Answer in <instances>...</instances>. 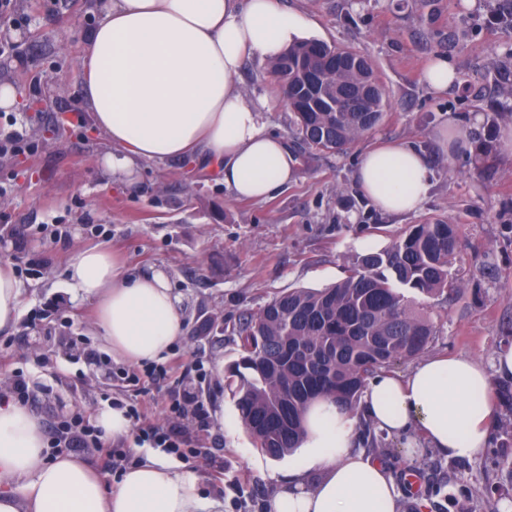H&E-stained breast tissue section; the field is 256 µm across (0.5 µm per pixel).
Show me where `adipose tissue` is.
I'll use <instances>...</instances> for the list:
<instances>
[{
  "label": "adipose tissue",
  "instance_id": "adipose-tissue-1",
  "mask_svg": "<svg viewBox=\"0 0 512 512\" xmlns=\"http://www.w3.org/2000/svg\"><path fill=\"white\" fill-rule=\"evenodd\" d=\"M99 9L80 71L93 126L111 146L106 174L127 177L142 163L188 156L221 174L239 198L261 201L292 183L297 158L267 131L263 101L247 97L235 77L247 56L274 58L303 40L301 13L280 0H100ZM356 178L379 210L396 215L420 211L431 187L425 154L409 142L363 152ZM66 276L94 301L96 328L115 359L158 362L182 342L180 300L162 270L129 272L96 246L82 250ZM21 301L13 268L0 262V332L14 326ZM486 387L475 360L432 356L405 376L373 379L361 416L379 431L471 458L495 421L489 399L472 400ZM358 417L326 399L312 404L306 466L323 474L312 482L293 473L269 512H399L392 473L358 447ZM199 481L183 464L149 453L107 484L89 461L52 452L28 405L0 401V512H224Z\"/></svg>",
  "mask_w": 512,
  "mask_h": 512
}]
</instances>
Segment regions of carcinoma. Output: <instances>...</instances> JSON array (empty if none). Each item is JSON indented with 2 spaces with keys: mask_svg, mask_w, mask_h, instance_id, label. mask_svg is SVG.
I'll use <instances>...</instances> for the list:
<instances>
[{
  "mask_svg": "<svg viewBox=\"0 0 512 512\" xmlns=\"http://www.w3.org/2000/svg\"><path fill=\"white\" fill-rule=\"evenodd\" d=\"M346 49L310 40L294 44L271 61V76L294 89L299 76L288 62L317 61L323 81L358 89L369 82L376 95L359 100L357 112H311L288 97L297 132L317 150L338 151L375 129L386 103L371 63L335 66ZM458 227L446 220L415 224L382 251L368 252L344 279L323 288H294L239 320V358L229 366L226 387L256 447L279 458L298 448L306 434L305 414L316 400L331 399L354 410L367 381L378 371L421 354L435 327L416 311L410 291L436 295L453 289Z\"/></svg>",
  "mask_w": 512,
  "mask_h": 512,
  "instance_id": "cac0c4a2",
  "label": "carcinoma"
}]
</instances>
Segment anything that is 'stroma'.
<instances>
[{
	"mask_svg": "<svg viewBox=\"0 0 512 512\" xmlns=\"http://www.w3.org/2000/svg\"><path fill=\"white\" fill-rule=\"evenodd\" d=\"M96 0H11L9 49L0 53L23 110L0 111V133L21 142L0 151V261L23 288L14 328L0 333V399L14 376L48 441L98 463L96 448L62 442L76 410L153 406L154 421L179 392L207 407L208 428L180 420L183 463L224 512H268L280 481L305 461L303 449L274 459L241 424L225 388L239 356L232 327L278 293L322 289L357 258L392 244L414 224L445 219L458 226L451 296L416 295L434 323L428 354L464 355L485 369L491 397L505 379L496 359L512 349V160L498 141L512 112L498 94L499 69L512 58V26L500 14L512 0H282L302 13L313 39L352 49L381 77L388 108L382 122L340 152L308 147L271 79L269 59L249 57L237 78L253 98L267 97L263 119L287 138L301 166L294 182L262 202L236 199L214 173L188 159L143 164L133 186L99 166L109 144L91 131L83 106L80 61L99 22ZM442 57L458 79L448 91L426 85L427 65ZM467 129L472 149L435 151L448 118ZM411 142L427 154L432 189L422 209L394 217L361 192V154L385 142ZM106 246L133 269H162L181 300L185 339L163 360L166 377L113 358L94 326V305L77 296L64 271L80 251ZM374 454L402 483L401 512H512V408L498 403L487 448L457 459L425 443L391 437Z\"/></svg>",
	"mask_w": 512,
	"mask_h": 512,
	"instance_id": "1",
	"label": "stroma"
}]
</instances>
